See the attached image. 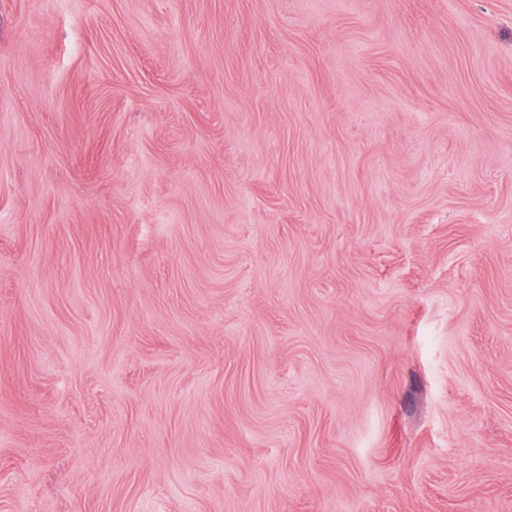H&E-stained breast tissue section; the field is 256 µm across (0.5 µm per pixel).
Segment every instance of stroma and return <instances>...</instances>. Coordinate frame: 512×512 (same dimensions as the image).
<instances>
[{
    "mask_svg": "<svg viewBox=\"0 0 512 512\" xmlns=\"http://www.w3.org/2000/svg\"><path fill=\"white\" fill-rule=\"evenodd\" d=\"M0 512H512V0H0Z\"/></svg>",
    "mask_w": 512,
    "mask_h": 512,
    "instance_id": "1",
    "label": "stroma"
}]
</instances>
